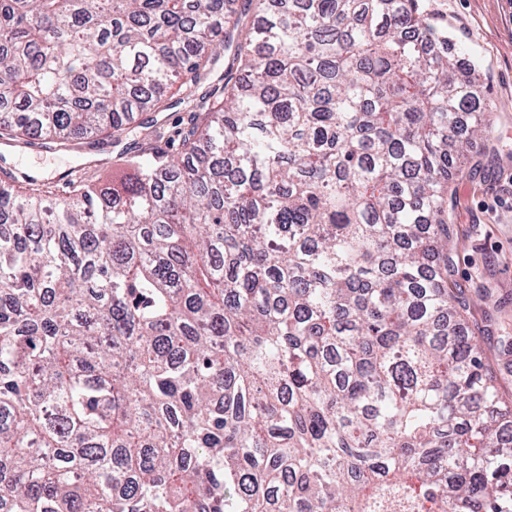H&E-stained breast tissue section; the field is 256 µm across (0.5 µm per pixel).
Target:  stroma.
Instances as JSON below:
<instances>
[{"label":"stroma","mask_w":512,"mask_h":512,"mask_svg":"<svg viewBox=\"0 0 512 512\" xmlns=\"http://www.w3.org/2000/svg\"><path fill=\"white\" fill-rule=\"evenodd\" d=\"M448 19V38L480 70L482 92L493 105L486 138L473 142L470 158L448 194L452 282L467 300L473 336L488 356L503 397H512V373L495 355L501 336H512V0H435ZM180 107L146 112L120 141L87 138L45 149L40 137L0 141V182L27 175L63 190L67 180L89 173L106 179L120 152L150 145L180 150L175 135L186 126Z\"/></svg>","instance_id":"stroma-1"}]
</instances>
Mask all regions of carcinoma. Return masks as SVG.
I'll return each mask as SVG.
<instances>
[{"mask_svg":"<svg viewBox=\"0 0 512 512\" xmlns=\"http://www.w3.org/2000/svg\"><path fill=\"white\" fill-rule=\"evenodd\" d=\"M224 97L196 95L221 60ZM0 512H512V404L448 288L493 106L430 0H0ZM175 106L167 112L143 113L140 116L141 124L129 134H123L119 144L114 143L112 138L94 137L78 140L66 147L51 148L50 152L45 153L42 150L46 146L37 135L28 142L6 145L0 141V183L8 180L5 174L9 172L19 181H23L21 175H27L38 184L51 186L61 192L68 179L78 178L84 173L104 180L109 178L113 162L122 150L135 152L150 144L159 150L177 153L181 146L174 132L187 126L188 114L182 107ZM36 156L44 158L37 161Z\"/></svg>","mask_w":512,"mask_h":512,"instance_id":"obj_1","label":"carcinoma"}]
</instances>
